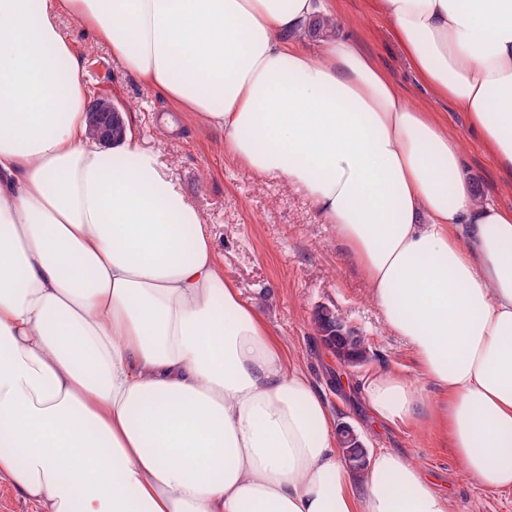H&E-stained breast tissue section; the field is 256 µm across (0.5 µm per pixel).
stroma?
<instances>
[{
    "label": "stroma",
    "instance_id": "35a3bbf8",
    "mask_svg": "<svg viewBox=\"0 0 512 512\" xmlns=\"http://www.w3.org/2000/svg\"><path fill=\"white\" fill-rule=\"evenodd\" d=\"M346 9L351 34L414 103L447 121L461 138L470 178L498 205L511 209L512 179L498 172L470 132L465 113L419 84L391 38L388 20L371 10L368 0H346ZM60 27L77 49L86 50L87 79L97 96L136 113L140 145L159 153L187 199L202 212L224 260L225 276L285 339L290 356L306 368L327 400L335 426L353 428L368 453L385 448L408 457L437 493L449 498L451 512H512V491L485 489L467 478L430 420L416 427L375 420L364 393L375 372H401L429 399L437 391L422 380L411 347L385 327L362 273L344 257L332 225L286 179L257 175L227 157L219 133L186 123L178 135L167 134L158 117L171 111V104L114 63L106 48H88L89 36L76 19L62 18ZM323 307L335 310L366 338L367 364L341 367L322 344L314 319Z\"/></svg>",
    "mask_w": 512,
    "mask_h": 512
}]
</instances>
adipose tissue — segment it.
<instances>
[{
    "instance_id": "ef3b65f1",
    "label": "adipose tissue",
    "mask_w": 512,
    "mask_h": 512,
    "mask_svg": "<svg viewBox=\"0 0 512 512\" xmlns=\"http://www.w3.org/2000/svg\"><path fill=\"white\" fill-rule=\"evenodd\" d=\"M419 80L512 174V0H372ZM68 15L224 152L332 224L437 399L395 371L376 419L431 416L512 490V209L345 34L342 0H0V480L36 512H449L383 449L345 463L328 404L224 275L133 117L112 145ZM337 20L318 46L308 29Z\"/></svg>"
}]
</instances>
